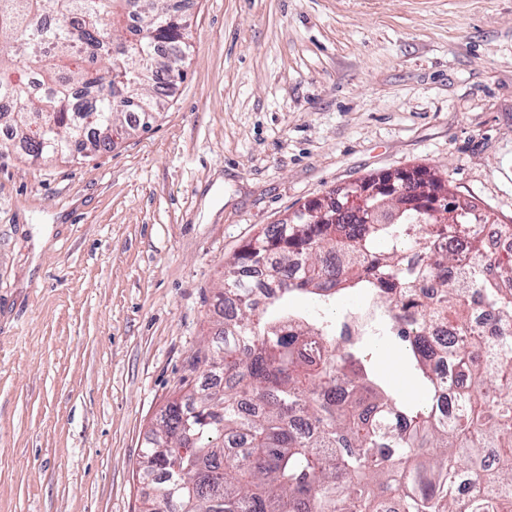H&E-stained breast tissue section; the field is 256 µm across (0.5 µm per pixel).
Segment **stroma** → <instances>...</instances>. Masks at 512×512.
Segmentation results:
<instances>
[{"instance_id": "35a3bbf8", "label": "stroma", "mask_w": 512, "mask_h": 512, "mask_svg": "<svg viewBox=\"0 0 512 512\" xmlns=\"http://www.w3.org/2000/svg\"><path fill=\"white\" fill-rule=\"evenodd\" d=\"M185 8L152 128L0 157V512H140L142 448L209 380L224 266L287 215L421 167L512 224V0Z\"/></svg>"}]
</instances>
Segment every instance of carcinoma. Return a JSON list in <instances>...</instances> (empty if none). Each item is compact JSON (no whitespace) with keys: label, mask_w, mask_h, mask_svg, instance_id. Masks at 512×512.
<instances>
[{"label":"carcinoma","mask_w":512,"mask_h":512,"mask_svg":"<svg viewBox=\"0 0 512 512\" xmlns=\"http://www.w3.org/2000/svg\"><path fill=\"white\" fill-rule=\"evenodd\" d=\"M160 0H0V125L28 159L112 148L99 130L146 129L155 84L183 76L187 24ZM404 192L347 196L273 224L224 267L220 388L165 408L140 475L141 512H512V255L481 253L472 203L415 169ZM432 187L440 210L410 206ZM441 235L477 255L458 267ZM263 274L262 299L245 271ZM431 278L436 288L421 287ZM312 295L306 313L283 308ZM356 308L330 314L337 296ZM501 331L472 335L474 303ZM403 352L420 397L379 375L374 348ZM447 354L464 378L437 370ZM475 483L459 495L464 480Z\"/></svg>","instance_id":"cac0c4a2"}]
</instances>
